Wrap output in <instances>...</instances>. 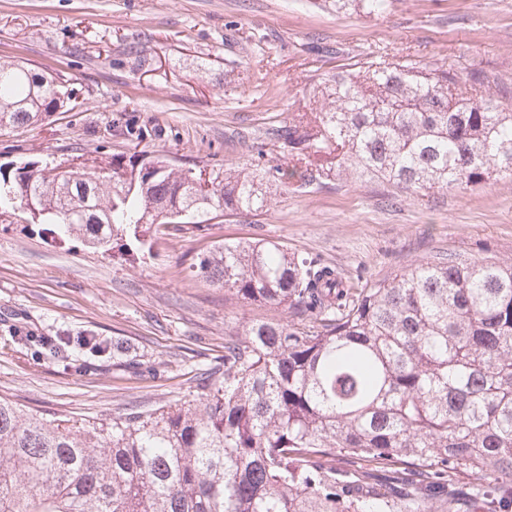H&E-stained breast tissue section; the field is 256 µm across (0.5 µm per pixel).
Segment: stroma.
<instances>
[{"mask_svg":"<svg viewBox=\"0 0 512 512\" xmlns=\"http://www.w3.org/2000/svg\"><path fill=\"white\" fill-rule=\"evenodd\" d=\"M512 91V0H393L380 19L324 0H0V58L67 76L73 107L0 130V165L162 154L210 174L288 160L276 136L321 74L401 57ZM269 239L373 282L448 254L512 259V178L404 192L325 180L249 216L157 235L137 262L0 217V396L93 425L195 399L224 332L277 319L192 272L219 241Z\"/></svg>","mask_w":512,"mask_h":512,"instance_id":"1","label":"stroma"}]
</instances>
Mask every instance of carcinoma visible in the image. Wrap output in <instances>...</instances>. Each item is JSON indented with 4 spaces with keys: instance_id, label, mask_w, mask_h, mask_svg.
<instances>
[{
    "instance_id": "cac0c4a2",
    "label": "carcinoma",
    "mask_w": 512,
    "mask_h": 512,
    "mask_svg": "<svg viewBox=\"0 0 512 512\" xmlns=\"http://www.w3.org/2000/svg\"><path fill=\"white\" fill-rule=\"evenodd\" d=\"M330 5L379 17L391 0ZM70 99L62 76L0 60V129ZM310 103L281 130L290 166L272 180L81 153L25 175L0 166V215L128 254L161 227L255 214L295 183L512 178V100L479 76L372 60L322 77ZM191 267L299 322L242 324L198 398L99 426L0 397V512H512V262L426 258L363 284L263 239L220 243Z\"/></svg>"
}]
</instances>
